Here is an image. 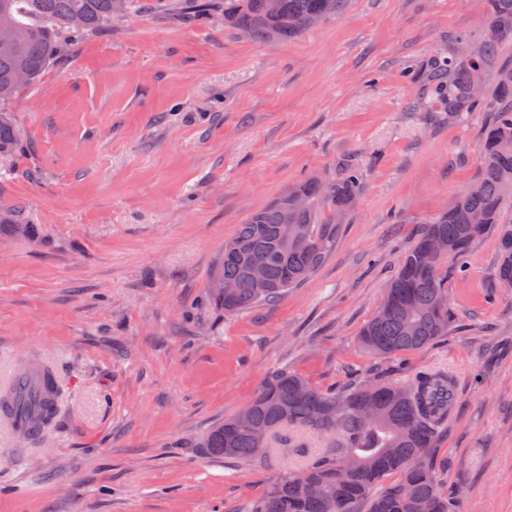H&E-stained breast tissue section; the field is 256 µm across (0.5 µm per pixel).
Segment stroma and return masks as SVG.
<instances>
[{"instance_id": "1", "label": "stroma", "mask_w": 512, "mask_h": 512, "mask_svg": "<svg viewBox=\"0 0 512 512\" xmlns=\"http://www.w3.org/2000/svg\"><path fill=\"white\" fill-rule=\"evenodd\" d=\"M75 37L12 110L0 204V375L57 369L59 415L20 451L0 431V512H244L287 457L244 465L193 442L288 370L330 390L447 369L455 404L432 456L460 512H512V290L496 233L448 273L454 322L388 358L358 344L403 255L478 174L489 113L450 118L419 74L448 36L484 38L485 0H348L264 43L169 0H135ZM355 169L336 250L271 305L206 294L238 224L307 178ZM25 223V217L21 211L10 206L0 205V233L6 229L16 236L34 238L36 236L34 224Z\"/></svg>"}]
</instances>
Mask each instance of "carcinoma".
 Returning a JSON list of instances; mask_svg holds the SVG:
<instances>
[{"mask_svg": "<svg viewBox=\"0 0 512 512\" xmlns=\"http://www.w3.org/2000/svg\"><path fill=\"white\" fill-rule=\"evenodd\" d=\"M130 0H0V156L12 153L20 131L9 105L68 52V38L101 30ZM346 0H224V21L261 42L294 39L339 15ZM485 37L474 43L453 34L454 52L428 74L448 102V114L491 112L472 184L426 224L404 255L374 315L358 339L372 355L419 350L448 334L453 322L443 268L459 263L475 242L497 233L501 261L497 283L512 280V66L500 63L501 45L512 42V0H486ZM496 75L492 94L476 92L475 70ZM361 177L349 171L334 181L311 177L279 194L237 225L224 240V256L210 279L233 285L224 297L207 288L226 314L273 304L300 286L336 249L345 215L358 196ZM298 237L283 244L281 227ZM33 238L24 214L0 205V231ZM433 239L448 243V256L433 259ZM260 267L265 285L251 269ZM453 401L446 370L417 374L409 382L358 384L320 390L281 370L271 375L244 407L248 422L230 417L196 446L215 458L243 464L261 461L257 448L302 458L273 480L244 512H458L442 489L431 457L439 428Z\"/></svg>", "mask_w": 512, "mask_h": 512, "instance_id": "1", "label": "carcinoma"}]
</instances>
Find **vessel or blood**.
Instances as JSON below:
<instances>
[{"mask_svg":"<svg viewBox=\"0 0 512 512\" xmlns=\"http://www.w3.org/2000/svg\"><path fill=\"white\" fill-rule=\"evenodd\" d=\"M52 370L38 358L26 367L11 371L0 382V427L27 441L40 440L59 409L57 393L52 392Z\"/></svg>","mask_w":512,"mask_h":512,"instance_id":"1","label":"vessel or blood"}]
</instances>
